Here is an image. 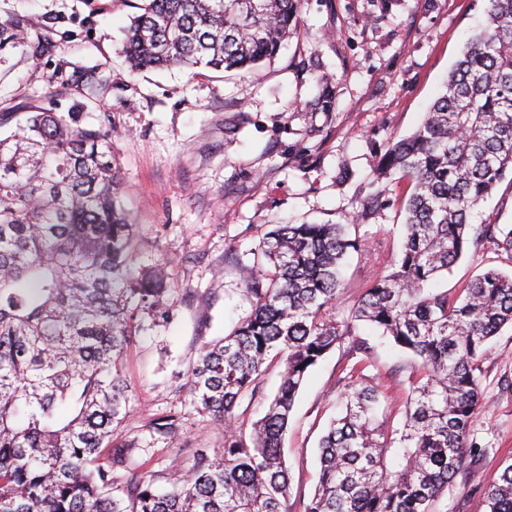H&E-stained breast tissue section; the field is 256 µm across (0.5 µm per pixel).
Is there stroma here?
<instances>
[{
    "label": "stroma",
    "mask_w": 512,
    "mask_h": 512,
    "mask_svg": "<svg viewBox=\"0 0 512 512\" xmlns=\"http://www.w3.org/2000/svg\"><path fill=\"white\" fill-rule=\"evenodd\" d=\"M139 0H0V14L32 29L56 16L54 54L33 63L16 50L0 59V113L68 111L80 96L59 58L101 66L112 77L87 115L107 113L110 150L120 166L122 201L136 226L133 264L162 268L179 290L168 296L169 323L139 314L122 368L133 392L115 444L135 443L134 462L156 473L190 464L178 448L153 440L148 418L183 417L190 447H223L224 436L177 390L200 344L228 334L250 310L242 267L251 265L264 229L277 222L347 224L369 255H351L338 310L347 313L377 268L372 251L399 248L402 214L388 201L394 180L372 175L388 140L410 134L443 92L471 34L485 23L487 0H302L296 36L274 60L250 71L173 69L129 75L125 30ZM328 86L332 107H309ZM384 206L361 214L372 196ZM512 269L492 247L469 251L434 287L461 286L488 267ZM482 365L484 406L473 439L486 450L467 482H456L436 512H487L484 488L512 463V330ZM339 353L307 377L283 448L293 496L318 480V442L336 413Z\"/></svg>",
    "instance_id": "obj_1"
}]
</instances>
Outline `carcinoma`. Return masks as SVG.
<instances>
[{"mask_svg":"<svg viewBox=\"0 0 512 512\" xmlns=\"http://www.w3.org/2000/svg\"><path fill=\"white\" fill-rule=\"evenodd\" d=\"M301 0H142L123 52L130 71L251 69L294 33ZM59 18L28 37L26 20L0 16V57L17 48L34 63L51 54ZM85 99L110 84L78 65ZM83 104L40 108L0 138V512H433L487 449L469 441L482 406V364L492 339L512 327V273L490 268L455 293L429 284L470 249L512 257V226L471 224L472 211L512 174V0H488L486 22L466 43L446 90L408 137L376 164L410 193L399 251L380 260L373 285L338 318L341 267L366 252L343 224H273L245 268L248 315L226 337L201 345L183 385L198 414L224 431V447L187 449L161 492L154 475L114 474L132 447L112 445L130 394L121 363L134 312L166 322L171 293L156 272L135 274V243L109 151L108 115L87 124ZM381 331L412 362L382 377ZM341 353L338 415L320 442L314 492L291 499L282 440L310 370ZM282 367L275 394L264 377ZM405 389L394 403L392 386ZM266 399L243 438L235 408ZM155 440L183 434V416L148 422ZM488 512H512V463L484 490Z\"/></svg>","mask_w":512,"mask_h":512,"instance_id":"cac0c4a2","label":"carcinoma"}]
</instances>
